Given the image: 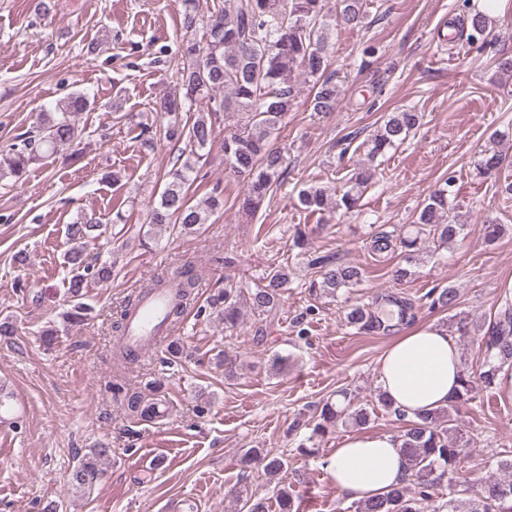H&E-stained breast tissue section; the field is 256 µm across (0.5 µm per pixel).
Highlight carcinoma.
I'll use <instances>...</instances> for the list:
<instances>
[{
  "label": "carcinoma",
  "instance_id": "carcinoma-1",
  "mask_svg": "<svg viewBox=\"0 0 512 512\" xmlns=\"http://www.w3.org/2000/svg\"><path fill=\"white\" fill-rule=\"evenodd\" d=\"M184 28L191 32L197 24L198 0H182ZM367 0H337V10L329 15L326 0H224V9L208 17L202 39L183 37L178 50L182 66L176 80L183 100L163 98L156 111L169 117L165 137L185 148L178 154L174 168L169 172L159 198L148 212V224L155 227L178 226L192 229L207 223L213 212L224 207V196L213 190L201 205H192L187 191L204 165V156L216 139L212 116L222 112L229 118L237 112H246L249 119L224 136V160L235 176L244 182L239 208L251 216L256 213L267 195L282 185L287 166L283 152L270 146V139L285 124L293 111L299 87L292 76L298 74L310 86V105L315 112H332L338 102L336 83L327 75L331 65L328 54L336 23L351 30L367 25ZM469 39L487 40L491 29L489 18L475 12L467 15ZM205 103L192 124L179 120L182 104L191 107ZM90 98L84 92H70L58 100L56 116L40 117L35 130L27 132L21 143L12 145L0 154V180L9 178L13 184L23 182L29 169L42 161L47 153L70 145L78 139L80 131L74 116L85 111ZM422 120L419 112L400 110L390 113L367 139V158L372 162L388 150L406 141ZM512 164V157L488 149L478 163V172L486 178L497 176L500 170ZM374 176L369 167H360L346 181V190L326 185H309L298 192L297 205L310 214L353 211ZM451 182L434 190L425 201L414 229L399 238L401 263L395 267L394 277L404 281L411 275V267L426 254L422 241L432 239L441 244H452L463 234L464 225L457 221L449 205ZM99 227L97 218L81 216L67 226L72 241L90 236ZM371 248L386 252L393 248V234L374 233ZM67 262L79 273L69 283L74 298L82 296L87 277L106 283L112 277V267L97 268L85 261L83 252L72 249ZM318 277L309 284V294L334 297L342 289L359 285L364 280L360 268L338 264L329 260L313 259ZM198 274L191 266L177 272V279L159 277L144 287L152 292L173 285L180 288L181 302L170 312L171 321L177 322L190 301ZM288 283V268L273 266L263 283L246 290L227 285L217 293L211 307L222 316L224 325L234 326L240 318L239 303L247 294L250 308L258 313L270 312L278 303L281 290ZM457 289L450 286L433 291L432 307L449 311L456 306ZM347 323L364 327L380 316L365 305H354L346 313ZM458 336L481 338L483 361L478 376L463 372L460 388L448 405L406 419L382 393L377 403L382 410L406 422L395 435L399 448L408 462L413 487L402 484L385 494L351 505L353 512H512V459L496 462L500 475L470 479L461 475L459 465L469 447L456 421V411L481 392L500 389L498 374L506 365L512 366V302L504 300L491 322L482 319H463L457 322ZM112 390L123 395L128 411L145 416L149 410L142 405L137 392L115 383ZM352 392H336V401H327L312 425L307 441L324 437L339 425L365 428L372 421V413L355 402ZM108 453V448H96L93 458L81 462L70 474L69 482L77 489L92 487L101 471L94 459ZM257 461L269 476H277L285 468L283 458L263 452L260 448L248 450L243 462ZM448 496H442L443 487Z\"/></svg>",
  "mask_w": 512,
  "mask_h": 512
}]
</instances>
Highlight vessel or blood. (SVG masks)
I'll return each instance as SVG.
<instances>
[{"mask_svg": "<svg viewBox=\"0 0 512 512\" xmlns=\"http://www.w3.org/2000/svg\"><path fill=\"white\" fill-rule=\"evenodd\" d=\"M179 300L180 292L175 288L143 295L125 319V331L119 338L124 350L143 356L175 334L177 326L170 321L168 314Z\"/></svg>", "mask_w": 512, "mask_h": 512, "instance_id": "obj_1", "label": "vessel or blood"}]
</instances>
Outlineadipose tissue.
I'll list each match as a JSON object with an SVG mask.
<instances>
[{"instance_id":"ef3b65f1","label":"adipose tissue","mask_w":512,"mask_h":512,"mask_svg":"<svg viewBox=\"0 0 512 512\" xmlns=\"http://www.w3.org/2000/svg\"><path fill=\"white\" fill-rule=\"evenodd\" d=\"M460 352L437 324L416 326L393 337L378 366V384L408 415L447 405L459 386ZM326 472L338 491L365 500L408 477L407 463L389 434H355L327 458Z\"/></svg>"}]
</instances>
